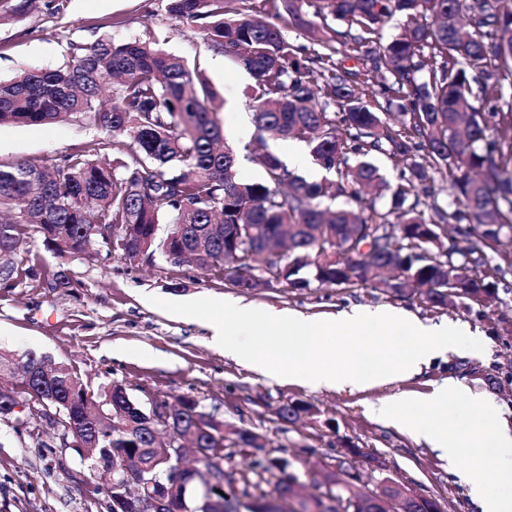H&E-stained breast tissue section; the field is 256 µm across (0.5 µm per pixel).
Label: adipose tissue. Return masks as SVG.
<instances>
[{
    "instance_id": "ef3b65f1",
    "label": "adipose tissue",
    "mask_w": 512,
    "mask_h": 512,
    "mask_svg": "<svg viewBox=\"0 0 512 512\" xmlns=\"http://www.w3.org/2000/svg\"><path fill=\"white\" fill-rule=\"evenodd\" d=\"M452 398L461 402L467 416L450 426L438 416ZM413 405V411L400 418L394 417L389 404L375 407L373 413L378 419L395 421L447 460L480 512H512V425L492 412L489 399L450 379L435 385ZM488 458L494 461V470H487L484 461Z\"/></svg>"
}]
</instances>
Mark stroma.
Instances as JSON below:
<instances>
[{
	"label": "stroma",
	"mask_w": 512,
	"mask_h": 512,
	"mask_svg": "<svg viewBox=\"0 0 512 512\" xmlns=\"http://www.w3.org/2000/svg\"><path fill=\"white\" fill-rule=\"evenodd\" d=\"M20 2L0 0V79L61 66L72 42L149 38L200 64L216 93L230 146L255 138L252 75L210 51L199 30L173 19L169 0H37L25 9ZM97 135L73 120L50 126L1 124L0 162L59 157ZM19 256L44 275L0 290V350L68 362L93 391L121 382L145 407L161 395L194 397L226 425L261 435V447L237 449L235 471L248 470L263 456L278 457L299 473L305 492L311 493L326 473L345 463L344 447L350 444L384 464L380 471L360 464L368 487L387 477L437 500L444 512H479L446 461L394 423L377 419L371 409L428 393L452 377L489 398L512 424V265L501 258L490 257L486 268L498 287L492 301L434 309L371 288L297 291L280 284L243 291L223 273L203 275L158 255L132 263L116 254L106 260L61 257L38 238L29 239ZM59 269L72 277L71 292L49 287L48 273ZM156 297L239 300L262 311L294 310L314 321L342 311L392 308L424 323L462 325L484 349H453L414 378L364 391L317 389L239 365L210 344L204 320L171 314L153 305ZM296 400L313 405L314 415L296 423L278 420L277 408ZM48 441V447H34L27 435L0 421V512H107L103 495L94 491L96 477L70 441L57 429L50 430Z\"/></svg>",
	"instance_id": "35a3bbf8"
}]
</instances>
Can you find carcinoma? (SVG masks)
<instances>
[{
	"instance_id": "carcinoma-1",
	"label": "carcinoma",
	"mask_w": 512,
	"mask_h": 512,
	"mask_svg": "<svg viewBox=\"0 0 512 512\" xmlns=\"http://www.w3.org/2000/svg\"><path fill=\"white\" fill-rule=\"evenodd\" d=\"M237 2L169 0L168 11L254 77L259 134L306 143L336 178L310 182L268 152L259 158L263 180L242 179L238 152L219 148L215 92L199 67L139 39L72 43L62 66L0 80V124L76 119L103 133L59 158L0 162V212L11 217L0 222V288L36 275L15 260L26 236L36 235L60 256L98 257L95 245L130 262L158 253L203 274L222 271L246 291L364 286L435 309L492 299L487 254L512 251V94L503 93L512 89V0H316L311 20L304 0H263V17ZM396 13L407 27L384 43L383 25ZM285 14L314 37L313 56L298 57L275 23ZM330 16L348 30L332 27ZM347 38L364 49L369 70L346 67ZM110 150L135 161L100 163ZM372 152L400 167L397 183L366 160ZM351 154L362 161L349 165ZM445 171L448 185L438 190L435 175ZM386 194L390 208L377 209ZM47 372L0 388V421L48 448L14 407L36 396L60 409L73 447L101 480L95 492L114 512L125 494L117 466L143 448L147 466L164 467L155 423L118 381L92 392L69 363L51 362ZM172 407L171 435L194 429L206 470L228 463L234 448L262 447L260 435L225 430L191 396L173 397ZM312 409L301 402L276 415L290 422ZM281 468L277 457L258 459L215 497L289 493L296 475L265 478ZM344 474L342 465L328 473L331 486L302 512H334L328 496L354 498L347 509L367 512L368 499ZM404 512H437L436 501L408 497Z\"/></svg>"
}]
</instances>
